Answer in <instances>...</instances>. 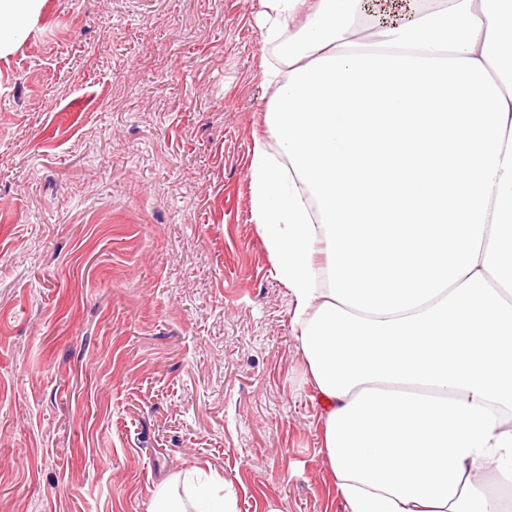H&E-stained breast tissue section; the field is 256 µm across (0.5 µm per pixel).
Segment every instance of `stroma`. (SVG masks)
<instances>
[{"label":"stroma","instance_id":"obj_1","mask_svg":"<svg viewBox=\"0 0 512 512\" xmlns=\"http://www.w3.org/2000/svg\"><path fill=\"white\" fill-rule=\"evenodd\" d=\"M258 0H42L0 54V512H343L251 220ZM183 488L180 495L179 488ZM148 512H237L236 497L224 478L212 474L197 481L194 468L174 473L154 487Z\"/></svg>","mask_w":512,"mask_h":512}]
</instances>
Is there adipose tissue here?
<instances>
[{"label":"adipose tissue","mask_w":512,"mask_h":512,"mask_svg":"<svg viewBox=\"0 0 512 512\" xmlns=\"http://www.w3.org/2000/svg\"><path fill=\"white\" fill-rule=\"evenodd\" d=\"M259 0L251 216L344 512H512V0ZM148 512H237L189 469Z\"/></svg>","instance_id":"ef3b65f1"}]
</instances>
